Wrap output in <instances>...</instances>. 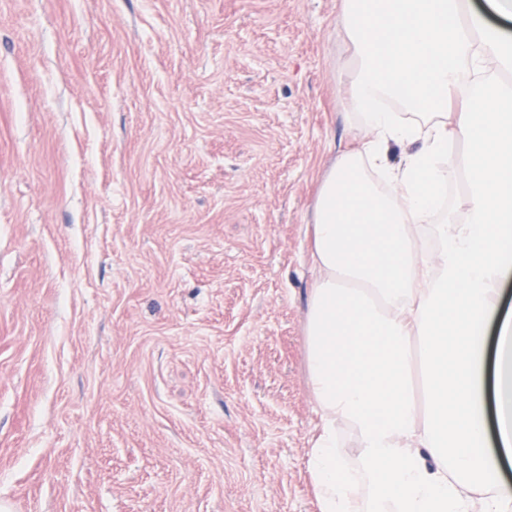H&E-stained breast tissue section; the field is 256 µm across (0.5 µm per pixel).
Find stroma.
Returning a JSON list of instances; mask_svg holds the SVG:
<instances>
[{
  "mask_svg": "<svg viewBox=\"0 0 512 512\" xmlns=\"http://www.w3.org/2000/svg\"><path fill=\"white\" fill-rule=\"evenodd\" d=\"M340 0H0V507L317 512L308 223Z\"/></svg>",
  "mask_w": 512,
  "mask_h": 512,
  "instance_id": "stroma-1",
  "label": "stroma"
}]
</instances>
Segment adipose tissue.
Instances as JSON below:
<instances>
[{"instance_id": "ef3b65f1", "label": "adipose tissue", "mask_w": 512, "mask_h": 512, "mask_svg": "<svg viewBox=\"0 0 512 512\" xmlns=\"http://www.w3.org/2000/svg\"><path fill=\"white\" fill-rule=\"evenodd\" d=\"M505 10L343 0L350 104L366 136L321 178L311 221L317 512H512V314L500 311L512 276V35L487 17ZM456 142L467 150L455 157ZM452 169L471 191L447 210ZM346 428L359 442L352 464Z\"/></svg>"}]
</instances>
